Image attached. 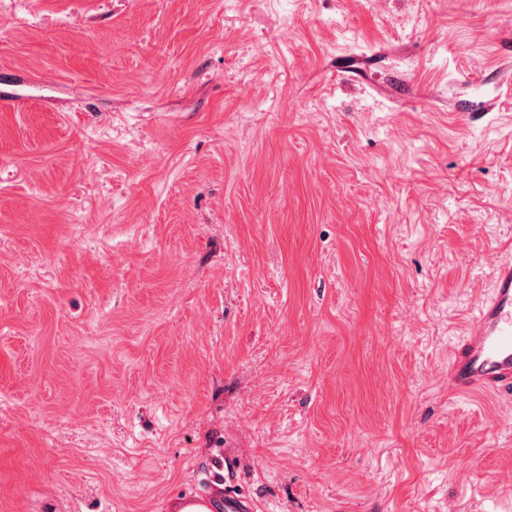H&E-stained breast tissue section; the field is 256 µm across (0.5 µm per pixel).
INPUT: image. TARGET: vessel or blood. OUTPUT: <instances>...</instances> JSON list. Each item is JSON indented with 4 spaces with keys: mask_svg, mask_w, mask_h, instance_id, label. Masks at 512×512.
I'll list each match as a JSON object with an SVG mask.
<instances>
[{
    "mask_svg": "<svg viewBox=\"0 0 512 512\" xmlns=\"http://www.w3.org/2000/svg\"><path fill=\"white\" fill-rule=\"evenodd\" d=\"M448 387L462 396L491 392L512 397V260L492 271V288L454 345Z\"/></svg>",
    "mask_w": 512,
    "mask_h": 512,
    "instance_id": "obj_1",
    "label": "vessel or blood"
}]
</instances>
